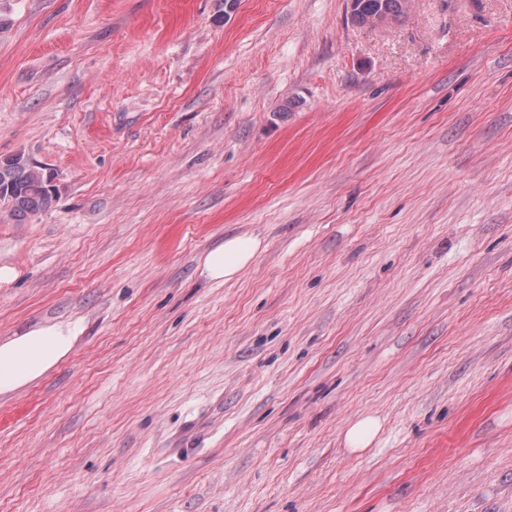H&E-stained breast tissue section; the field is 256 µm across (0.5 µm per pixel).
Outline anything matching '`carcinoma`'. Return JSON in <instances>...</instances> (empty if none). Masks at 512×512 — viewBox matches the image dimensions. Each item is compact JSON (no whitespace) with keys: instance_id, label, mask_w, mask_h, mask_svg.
<instances>
[{"instance_id":"1","label":"carcinoma","mask_w":512,"mask_h":512,"mask_svg":"<svg viewBox=\"0 0 512 512\" xmlns=\"http://www.w3.org/2000/svg\"><path fill=\"white\" fill-rule=\"evenodd\" d=\"M411 0H347L351 23L366 27L377 18L397 21L405 16ZM52 175L45 169L13 158L0 160V222L24 224L50 208Z\"/></svg>"}]
</instances>
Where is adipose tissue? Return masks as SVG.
Wrapping results in <instances>:
<instances>
[{
    "label": "adipose tissue",
    "mask_w": 512,
    "mask_h": 512,
    "mask_svg": "<svg viewBox=\"0 0 512 512\" xmlns=\"http://www.w3.org/2000/svg\"><path fill=\"white\" fill-rule=\"evenodd\" d=\"M262 242L230 237L202 259L204 275L228 281L258 254ZM83 332L80 321H42L0 340V396H9L41 380L72 353Z\"/></svg>",
    "instance_id": "1"
}]
</instances>
